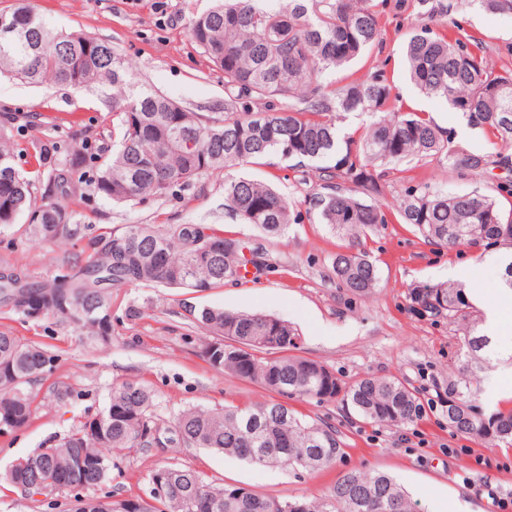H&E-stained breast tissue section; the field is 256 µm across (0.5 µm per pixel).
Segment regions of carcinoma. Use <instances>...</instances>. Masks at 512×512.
Listing matches in <instances>:
<instances>
[{
  "mask_svg": "<svg viewBox=\"0 0 512 512\" xmlns=\"http://www.w3.org/2000/svg\"><path fill=\"white\" fill-rule=\"evenodd\" d=\"M487 11L512 17V0H477ZM15 29L0 30V75L29 83L50 81L73 88H98L120 114L112 154L101 158L95 190L115 204L163 198L202 176H224L225 206L241 224L270 237L283 235L295 221L288 198L272 185L228 170L259 165L275 154L293 162L302 180L312 176L316 189L307 198L320 223L347 238L331 260L333 278L354 295L373 293L379 270L361 239L397 222L424 241L454 249L488 251L512 248V70H496L468 51L461 39L449 42L420 26L410 36L405 61L411 80L428 94L443 97L467 122L491 135L495 149L464 150L420 113L388 110L391 88L375 74L335 87L326 74L343 69L379 41L374 0H214L194 18L192 40L224 73V117L205 121L168 97L141 87L123 57L104 41L50 26L28 0L8 13ZM360 112L370 121L355 138L336 123L340 113ZM85 145H67L54 174L60 190L72 184L86 161ZM437 161L461 179L491 180L492 192L479 189L448 194L429 182L405 187L395 202L384 201L386 177L404 163ZM506 172L502 176L496 170ZM39 215L26 234L37 243L81 238L82 224L55 202L36 205L30 179L14 165L9 138L0 130V224L20 215ZM215 246L218 258L200 259ZM258 250L249 242L203 224H129L82 265L50 282H34L16 268L0 273V303L30 317L25 300L50 296L66 309L46 312L71 321L92 343L112 342L111 289L161 284L206 290L244 279L247 266L260 270ZM408 309L431 322L465 321L471 316L461 288L418 283L409 288ZM184 318L213 339L204 355L216 370L255 382L285 398L249 406L179 409L170 420L156 413V394L127 380L112 387L104 410L89 415L55 446L18 460L7 474L19 489L33 482L66 491H89L103 484L124 452L148 448H211L252 465L287 466L315 472L345 454L336 427L309 420L286 399L336 398L366 424L403 426L426 413L418 392L399 378L366 375L343 384L321 363L292 354L298 329L284 320L186 304ZM491 343L469 326L466 357H479ZM57 356L37 344H24L0 330V433L29 426L35 407L22 391L56 369ZM467 366L448 381V428L483 442L512 445V408L489 415L474 403ZM171 473V490L124 498L86 496L83 512H290L292 499L251 491L232 496L185 466L152 470L148 481ZM307 512H413L407 494L390 475L378 471L344 473Z\"/></svg>",
  "mask_w": 512,
  "mask_h": 512,
  "instance_id": "carcinoma-1",
  "label": "carcinoma"
}]
</instances>
